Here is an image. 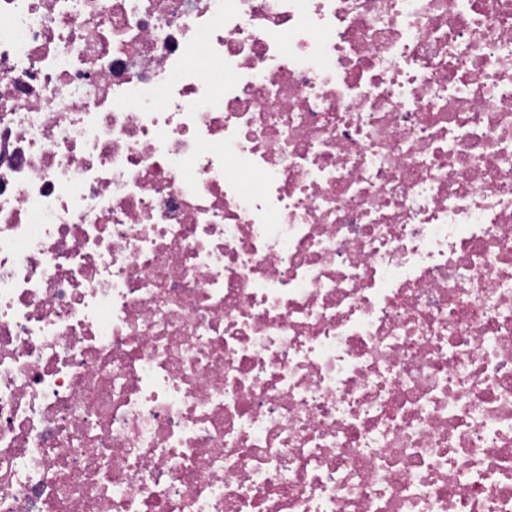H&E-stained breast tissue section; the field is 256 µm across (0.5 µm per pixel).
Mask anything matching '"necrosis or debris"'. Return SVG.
Wrapping results in <instances>:
<instances>
[{
	"instance_id": "1",
	"label": "necrosis or debris",
	"mask_w": 512,
	"mask_h": 512,
	"mask_svg": "<svg viewBox=\"0 0 512 512\" xmlns=\"http://www.w3.org/2000/svg\"><path fill=\"white\" fill-rule=\"evenodd\" d=\"M0 512H512V0H0Z\"/></svg>"
}]
</instances>
